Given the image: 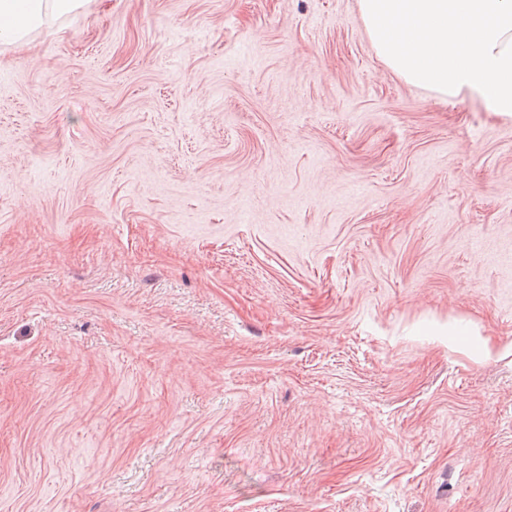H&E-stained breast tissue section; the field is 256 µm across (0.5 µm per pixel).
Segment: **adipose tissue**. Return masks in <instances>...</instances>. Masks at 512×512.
Returning a JSON list of instances; mask_svg holds the SVG:
<instances>
[{"label": "adipose tissue", "mask_w": 512, "mask_h": 512, "mask_svg": "<svg viewBox=\"0 0 512 512\" xmlns=\"http://www.w3.org/2000/svg\"><path fill=\"white\" fill-rule=\"evenodd\" d=\"M89 0H0V46L28 40L58 18L86 7Z\"/></svg>", "instance_id": "obj_1"}]
</instances>
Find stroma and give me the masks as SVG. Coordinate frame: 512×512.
<instances>
[{
  "label": "stroma",
  "instance_id": "stroma-1",
  "mask_svg": "<svg viewBox=\"0 0 512 512\" xmlns=\"http://www.w3.org/2000/svg\"><path fill=\"white\" fill-rule=\"evenodd\" d=\"M0 512H512V117L357 0L0 49Z\"/></svg>",
  "mask_w": 512,
  "mask_h": 512
}]
</instances>
